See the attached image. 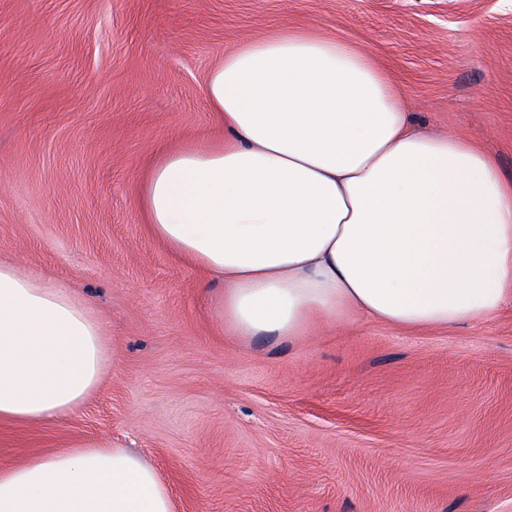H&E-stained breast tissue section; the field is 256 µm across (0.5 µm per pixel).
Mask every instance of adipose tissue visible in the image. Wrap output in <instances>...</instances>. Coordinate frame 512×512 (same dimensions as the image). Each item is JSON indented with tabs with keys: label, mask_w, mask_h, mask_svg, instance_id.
<instances>
[{
	"label": "adipose tissue",
	"mask_w": 512,
	"mask_h": 512,
	"mask_svg": "<svg viewBox=\"0 0 512 512\" xmlns=\"http://www.w3.org/2000/svg\"><path fill=\"white\" fill-rule=\"evenodd\" d=\"M205 96L222 142L155 158L141 213L224 283L236 336L366 317L409 330L512 307V176L414 127L360 48L282 25L225 52ZM108 330L75 295L0 261V423L58 421L100 386ZM0 512H174L156 470L106 440L0 467Z\"/></svg>",
	"instance_id": "adipose-tissue-1"
}]
</instances>
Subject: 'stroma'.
Wrapping results in <instances>:
<instances>
[{"label": "stroma", "mask_w": 512, "mask_h": 512, "mask_svg": "<svg viewBox=\"0 0 512 512\" xmlns=\"http://www.w3.org/2000/svg\"><path fill=\"white\" fill-rule=\"evenodd\" d=\"M284 23L379 58L419 128L512 175V0H0V260L70 288L115 352L68 418L1 425L0 466L107 437L175 512H512L511 307L243 338L141 219L154 158L224 137L210 69Z\"/></svg>", "instance_id": "1"}]
</instances>
